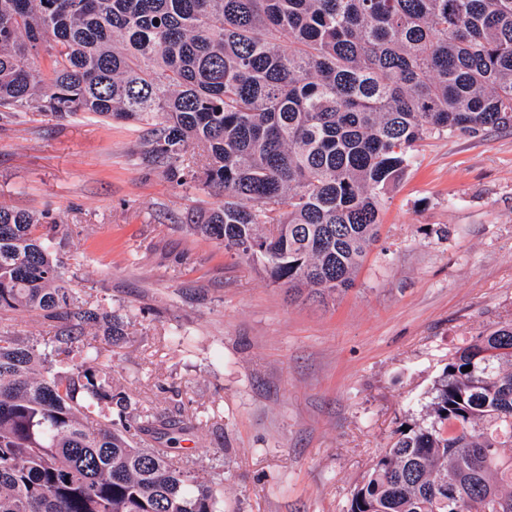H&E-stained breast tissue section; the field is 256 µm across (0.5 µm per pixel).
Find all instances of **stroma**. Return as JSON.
I'll use <instances>...</instances> for the list:
<instances>
[{
  "label": "stroma",
  "instance_id": "1",
  "mask_svg": "<svg viewBox=\"0 0 512 512\" xmlns=\"http://www.w3.org/2000/svg\"><path fill=\"white\" fill-rule=\"evenodd\" d=\"M141 127L0 120V205L70 228L76 292L127 322L112 386L172 419L222 512H347L455 351L512 319V127L431 139L355 283L318 303L188 230L215 195L141 165Z\"/></svg>",
  "mask_w": 512,
  "mask_h": 512
}]
</instances>
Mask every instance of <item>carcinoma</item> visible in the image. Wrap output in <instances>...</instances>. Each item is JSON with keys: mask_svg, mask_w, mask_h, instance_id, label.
Segmentation results:
<instances>
[{"mask_svg": "<svg viewBox=\"0 0 512 512\" xmlns=\"http://www.w3.org/2000/svg\"><path fill=\"white\" fill-rule=\"evenodd\" d=\"M30 112L145 126L142 164L221 197L193 233L324 302L418 143L512 124V0H0V118ZM68 235L0 206V315L53 331L0 329V512H221L167 448L201 422L112 392L97 342L126 323L70 288ZM428 415L348 512H512L511 319L456 351ZM8 325L21 336L29 338H43L50 336V328L44 324L42 319L31 312L19 311L2 316L0 327Z\"/></svg>", "mask_w": 512, "mask_h": 512, "instance_id": "carcinoma-1", "label": "carcinoma"}]
</instances>
